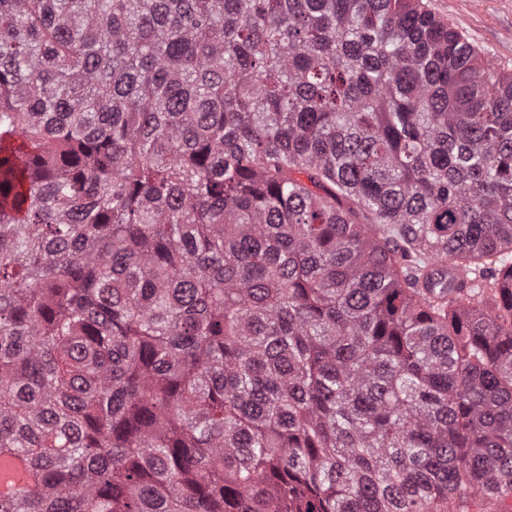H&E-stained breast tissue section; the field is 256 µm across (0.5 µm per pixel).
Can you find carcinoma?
I'll return each instance as SVG.
<instances>
[{
	"instance_id": "cac0c4a2",
	"label": "carcinoma",
	"mask_w": 512,
	"mask_h": 512,
	"mask_svg": "<svg viewBox=\"0 0 512 512\" xmlns=\"http://www.w3.org/2000/svg\"><path fill=\"white\" fill-rule=\"evenodd\" d=\"M0 512H512V72L423 0H0ZM27 474L19 461H12L8 456L0 455V493L8 489L9 483L21 484Z\"/></svg>"
}]
</instances>
